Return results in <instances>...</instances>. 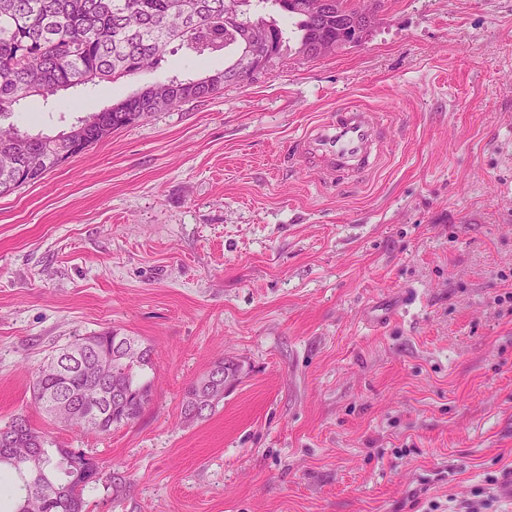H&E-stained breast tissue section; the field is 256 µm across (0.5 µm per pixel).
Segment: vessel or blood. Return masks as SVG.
I'll return each mask as SVG.
<instances>
[{"label": "vessel or blood", "mask_w": 512, "mask_h": 512, "mask_svg": "<svg viewBox=\"0 0 512 512\" xmlns=\"http://www.w3.org/2000/svg\"><path fill=\"white\" fill-rule=\"evenodd\" d=\"M380 141L381 124L374 113L346 107L295 137L291 156L311 164L321 181L333 184L370 170Z\"/></svg>", "instance_id": "1"}]
</instances>
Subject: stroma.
Segmentation results:
<instances>
[{"label": "stroma", "instance_id": "obj_1", "mask_svg": "<svg viewBox=\"0 0 512 512\" xmlns=\"http://www.w3.org/2000/svg\"><path fill=\"white\" fill-rule=\"evenodd\" d=\"M151 74L15 111L56 134ZM347 105L389 135L319 181L288 145ZM106 329L152 349V400L96 434L33 371ZM240 372L206 417L187 387ZM24 414L118 472L86 512H456L512 471V0H383L359 44L287 49L252 81L118 129L0 197V426Z\"/></svg>", "mask_w": 512, "mask_h": 512}]
</instances>
